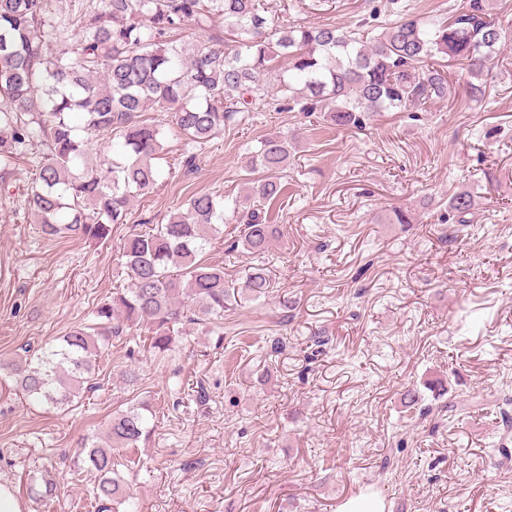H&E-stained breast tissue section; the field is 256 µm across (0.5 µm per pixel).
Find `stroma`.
<instances>
[{"instance_id": "obj_1", "label": "stroma", "mask_w": 512, "mask_h": 512, "mask_svg": "<svg viewBox=\"0 0 512 512\" xmlns=\"http://www.w3.org/2000/svg\"><path fill=\"white\" fill-rule=\"evenodd\" d=\"M463 0H260L270 26L369 20L373 31L407 8L445 16ZM505 39L481 99L468 73L441 60L448 98L374 112L360 128L272 102L196 152L165 132L163 176L108 239L48 238L25 200L36 181L17 160L0 186V363L91 323L127 284L125 238L164 223L198 192L243 198L248 153L285 134L295 144L282 235L259 263L273 288L224 312L209 334L188 330L173 351L150 352L147 325L113 337L95 387L72 407L32 403L0 377V482L25 512H76L88 485L71 484L75 451L104 437L138 398L151 436L134 454L138 512H340L376 492L387 512H512V0H490ZM462 192L470 223L448 221ZM411 223L395 224L396 209ZM224 225L207 262L229 286L251 265ZM137 366L128 391L122 374ZM416 391L417 404L404 400ZM47 469L50 502L29 495Z\"/></svg>"}]
</instances>
